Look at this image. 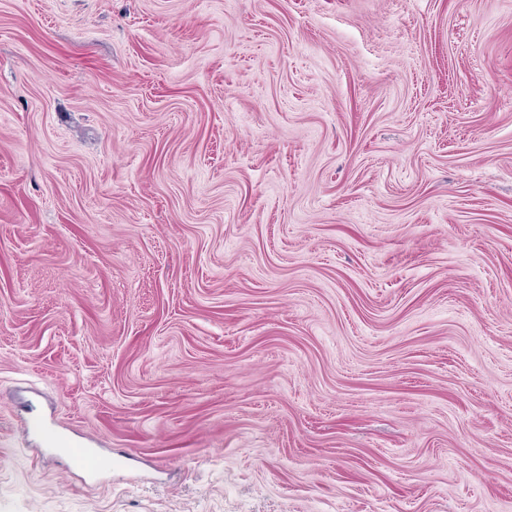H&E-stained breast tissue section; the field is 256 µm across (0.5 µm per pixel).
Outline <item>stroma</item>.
<instances>
[{
  "label": "stroma",
  "instance_id": "35a3bbf8",
  "mask_svg": "<svg viewBox=\"0 0 512 512\" xmlns=\"http://www.w3.org/2000/svg\"><path fill=\"white\" fill-rule=\"evenodd\" d=\"M0 512H512V0H0Z\"/></svg>",
  "mask_w": 512,
  "mask_h": 512
}]
</instances>
